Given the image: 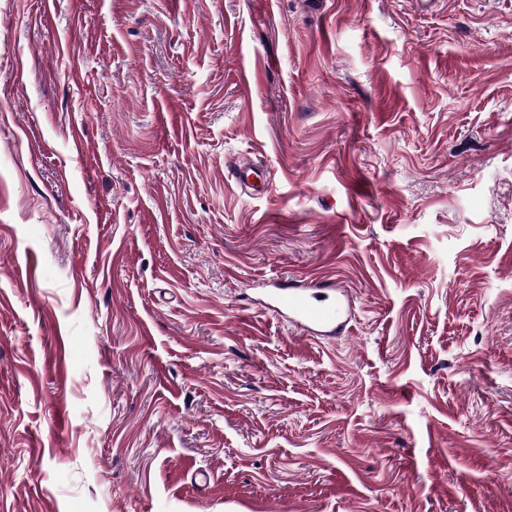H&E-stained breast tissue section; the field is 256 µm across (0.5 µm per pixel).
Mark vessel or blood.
<instances>
[{
	"instance_id": "vessel-or-blood-1",
	"label": "vessel or blood",
	"mask_w": 512,
	"mask_h": 512,
	"mask_svg": "<svg viewBox=\"0 0 512 512\" xmlns=\"http://www.w3.org/2000/svg\"><path fill=\"white\" fill-rule=\"evenodd\" d=\"M317 282L284 280L270 293L271 307L294 327L322 336L343 334L351 311V300L344 288H337L334 301L320 299Z\"/></svg>"
}]
</instances>
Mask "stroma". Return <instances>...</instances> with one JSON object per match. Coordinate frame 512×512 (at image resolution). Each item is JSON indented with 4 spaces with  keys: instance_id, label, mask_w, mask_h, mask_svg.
I'll return each mask as SVG.
<instances>
[{
    "instance_id": "1",
    "label": "stroma",
    "mask_w": 512,
    "mask_h": 512,
    "mask_svg": "<svg viewBox=\"0 0 512 512\" xmlns=\"http://www.w3.org/2000/svg\"><path fill=\"white\" fill-rule=\"evenodd\" d=\"M0 512H512V0H0ZM317 288H333L334 302L320 299ZM272 309L288 318L294 327L322 336L343 334L351 312L349 293L335 283L321 285L310 280L280 281L270 293Z\"/></svg>"
}]
</instances>
